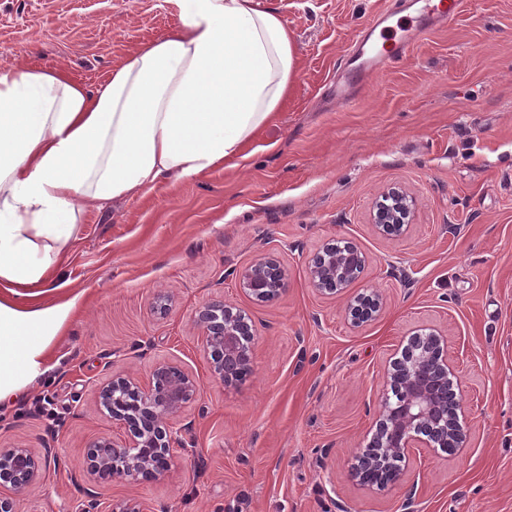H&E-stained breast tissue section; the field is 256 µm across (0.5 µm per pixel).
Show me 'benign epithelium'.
<instances>
[{"mask_svg":"<svg viewBox=\"0 0 512 512\" xmlns=\"http://www.w3.org/2000/svg\"><path fill=\"white\" fill-rule=\"evenodd\" d=\"M412 197L388 191L376 205L372 224L384 236L403 234L413 221ZM336 254L323 244L308 261L309 282L324 297L336 296L365 269L366 254L354 243ZM254 301L268 303L286 290V273L276 259L261 255L236 272ZM383 296L372 291L350 300L347 318L358 329L378 320ZM195 323L211 374L226 385L252 373L254 328L240 308L222 301L198 309ZM387 385L399 399L384 393L369 442L371 450L355 456L352 479L382 491L402 481L409 450L462 452L468 443L466 414L455 366L448 360V337L438 330L412 334L389 361ZM200 393L198 382L169 359L158 361L147 381L131 375L112 377L99 391L100 405L123 430L120 439L99 438L86 451V472L97 481L149 482L171 469L175 446L181 445L173 419ZM49 453L11 446L0 448V512H17L16 502L38 482Z\"/></svg>","mask_w":512,"mask_h":512,"instance_id":"obj_1","label":"benign epithelium"}]
</instances>
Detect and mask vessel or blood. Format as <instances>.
I'll return each instance as SVG.
<instances>
[{
	"instance_id": "1",
	"label": "vessel or blood",
	"mask_w": 512,
	"mask_h": 512,
	"mask_svg": "<svg viewBox=\"0 0 512 512\" xmlns=\"http://www.w3.org/2000/svg\"><path fill=\"white\" fill-rule=\"evenodd\" d=\"M462 0H387L356 38L336 77L339 101L351 103L354 89L398 68L410 55L418 34L453 23Z\"/></svg>"
}]
</instances>
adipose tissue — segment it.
Returning <instances> with one entry per match:
<instances>
[{"label":"adipose tissue","instance_id":"ef3b65f1","mask_svg":"<svg viewBox=\"0 0 512 512\" xmlns=\"http://www.w3.org/2000/svg\"><path fill=\"white\" fill-rule=\"evenodd\" d=\"M179 22L89 89L65 70L0 72V407L48 372L74 300L60 268L88 206L237 166L299 72L260 0H175Z\"/></svg>","mask_w":512,"mask_h":512}]
</instances>
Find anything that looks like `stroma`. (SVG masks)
Instances as JSON below:
<instances>
[{
	"label": "stroma",
	"mask_w": 512,
	"mask_h": 512,
	"mask_svg": "<svg viewBox=\"0 0 512 512\" xmlns=\"http://www.w3.org/2000/svg\"><path fill=\"white\" fill-rule=\"evenodd\" d=\"M293 31L295 88L248 158L193 179H165L88 209L61 269L75 308L43 381L0 410V447L52 449L18 512H74L88 488L145 512H512V0H463L458 19L421 37L411 57L354 104L331 78L382 0H262ZM178 23L174 0H0V72L59 66L89 88L140 44ZM416 199L397 237L370 222L376 199ZM351 241L364 272L318 296L307 263ZM275 256L287 286L251 300L235 276ZM378 290L382 317L351 328L350 298ZM172 295L168 314L154 310ZM222 300L253 320V373L211 376L194 316ZM448 336L471 410L458 455L413 451L400 486L372 492L350 475L368 445L385 371L418 329ZM172 359L200 385L174 421L181 447L149 483L92 485L97 437H121L98 391L116 374L147 379ZM63 410L60 425L38 411Z\"/></svg>",
	"instance_id": "1"
}]
</instances>
